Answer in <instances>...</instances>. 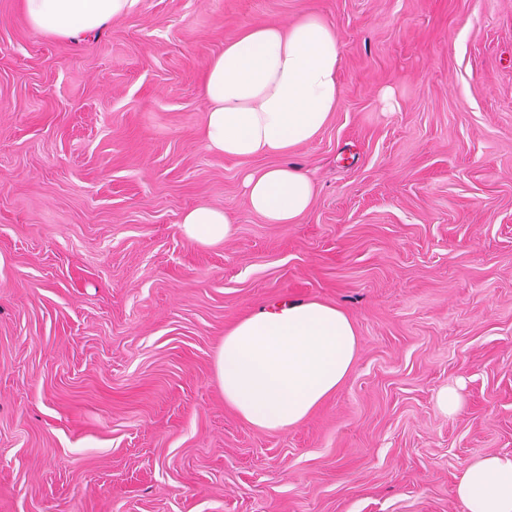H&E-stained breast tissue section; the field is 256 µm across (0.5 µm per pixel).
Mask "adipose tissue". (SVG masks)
<instances>
[{"mask_svg":"<svg viewBox=\"0 0 512 512\" xmlns=\"http://www.w3.org/2000/svg\"><path fill=\"white\" fill-rule=\"evenodd\" d=\"M135 0H21L29 23L50 37L103 27ZM342 46L335 29L309 15L284 26L244 29L209 63L202 86L208 150L280 164L246 172L249 206L269 224H292L314 201L312 180L285 158L312 142L341 98ZM230 213L207 206L186 211V238L211 246L233 234ZM358 338L337 306L287 300L237 321L216 357L225 403L251 427L279 432L305 420L350 374ZM465 512H512V457L495 454L469 464L456 486Z\"/></svg>","mask_w":512,"mask_h":512,"instance_id":"adipose-tissue-1","label":"adipose tissue"}]
</instances>
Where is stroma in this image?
<instances>
[{
	"label": "stroma",
	"mask_w": 512,
	"mask_h": 512,
	"mask_svg": "<svg viewBox=\"0 0 512 512\" xmlns=\"http://www.w3.org/2000/svg\"><path fill=\"white\" fill-rule=\"evenodd\" d=\"M317 14L342 98L290 161L294 224L203 141L201 82L244 28ZM205 205L234 235L179 231ZM341 308L354 369L296 427L225 404V332ZM458 387L448 413L440 392ZM512 455V0H136L59 39L0 0V512H464ZM234 222L230 213L197 206L184 213L179 231L198 244L211 246L223 243L233 235ZM456 494L466 512H512V457L491 454L472 462Z\"/></svg>",
	"instance_id": "obj_1"
}]
</instances>
